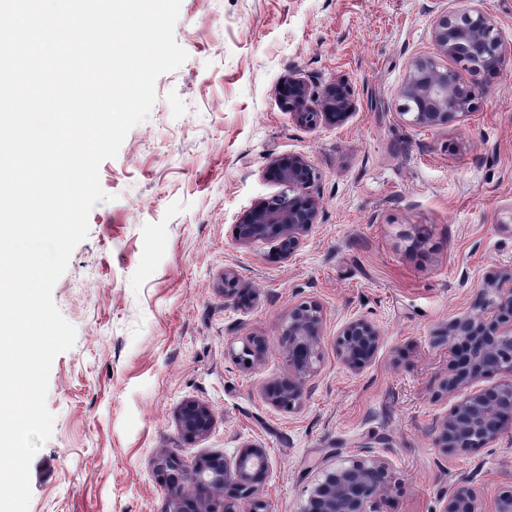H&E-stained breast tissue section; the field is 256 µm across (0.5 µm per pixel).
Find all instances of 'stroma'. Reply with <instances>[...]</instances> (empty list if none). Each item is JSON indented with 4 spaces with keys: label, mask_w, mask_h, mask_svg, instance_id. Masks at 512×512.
Listing matches in <instances>:
<instances>
[{
    "label": "stroma",
    "mask_w": 512,
    "mask_h": 512,
    "mask_svg": "<svg viewBox=\"0 0 512 512\" xmlns=\"http://www.w3.org/2000/svg\"><path fill=\"white\" fill-rule=\"evenodd\" d=\"M460 0H181L174 35L186 60L156 82L157 100L99 176L53 300L76 329L51 368L53 434L30 465L29 512H167L159 456L191 463L266 450L269 512H300L323 475L360 457L386 459L397 483L386 512H441L469 477L484 504L512 485V442L442 454L434 421L452 356L432 335L484 281L512 268V0H484L505 47L472 112L420 128L394 105L410 63L434 55L437 14ZM341 81L354 113L308 127L283 109L288 77ZM307 158L318 179L315 224L282 257L275 240L238 242L234 226L281 192L271 159ZM233 269L254 299L219 289ZM322 306L323 359L298 409L263 387L289 370L281 324L297 303ZM363 317L382 341L354 371L336 336ZM264 336L263 363L236 351ZM215 426L182 438L185 402Z\"/></svg>",
    "instance_id": "1"
}]
</instances>
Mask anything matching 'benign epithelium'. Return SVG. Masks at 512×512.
<instances>
[{
    "label": "benign epithelium",
    "instance_id": "7a95c632",
    "mask_svg": "<svg viewBox=\"0 0 512 512\" xmlns=\"http://www.w3.org/2000/svg\"><path fill=\"white\" fill-rule=\"evenodd\" d=\"M436 56L415 59L398 91L395 107L410 114V123L421 128L444 126L473 109L477 87L461 79L458 72L439 63L437 57L462 62L471 71L493 74L504 56V46L494 18L474 5L438 14L431 29ZM283 107L304 124H333L348 120L354 111L349 88L331 83L315 90L300 78L290 77L279 90ZM265 175L284 190L255 203L235 225L242 243L274 239L285 257L301 246L315 224L318 199L313 186L315 169L298 155L276 157ZM224 298L240 307L249 304L239 278L224 270ZM324 313L316 302H301L281 325L291 371L288 378L266 385L262 398L272 407L291 412L300 406L308 378L321 360ZM433 340L454 355L450 373L441 384L456 397L436 425L437 443L445 453L484 448L503 437L512 440V269L488 279L469 310L438 328ZM381 343L376 326L365 318L346 322L336 337V358L359 371L374 360ZM263 336H247L236 353L246 367L260 365L266 355ZM497 374L491 385L481 381ZM179 431L188 441L208 436L215 425L211 408L187 401L177 414ZM269 472L262 448H247L234 462L220 453L190 464L163 456L155 466L156 479L170 495L168 512H242L239 504L251 501L248 512H268L257 498ZM396 486L389 462L379 456L361 457L327 472L310 493L301 512H384L390 490ZM441 512H512V487L502 490L489 510L480 508L476 489L461 479L445 497Z\"/></svg>",
    "mask_w": 512,
    "mask_h": 512
}]
</instances>
